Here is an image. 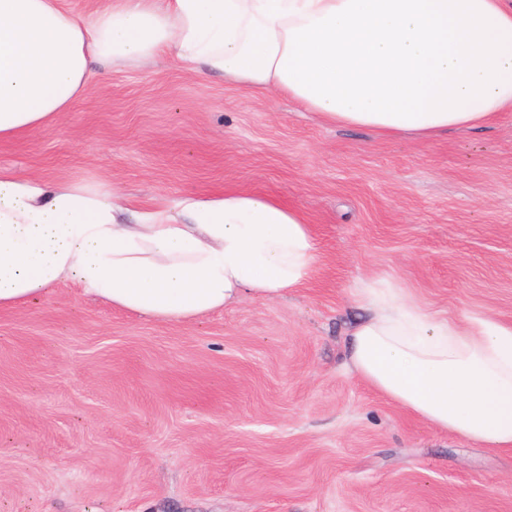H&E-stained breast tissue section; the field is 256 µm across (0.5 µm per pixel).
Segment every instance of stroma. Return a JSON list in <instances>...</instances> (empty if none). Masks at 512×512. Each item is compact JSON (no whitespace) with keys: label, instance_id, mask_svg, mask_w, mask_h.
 Returning a JSON list of instances; mask_svg holds the SVG:
<instances>
[{"label":"stroma","instance_id":"stroma-1","mask_svg":"<svg viewBox=\"0 0 512 512\" xmlns=\"http://www.w3.org/2000/svg\"><path fill=\"white\" fill-rule=\"evenodd\" d=\"M0 167L106 183L126 224L249 192L319 245L294 294L186 321L71 281L1 308L0 512H512V450L414 419L347 367L370 278L512 322L511 111L386 137L165 57L98 66L59 122L0 141Z\"/></svg>","mask_w":512,"mask_h":512}]
</instances>
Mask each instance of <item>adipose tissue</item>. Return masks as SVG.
Returning <instances> with one entry per match:
<instances>
[{"label": "adipose tissue", "instance_id": "obj_1", "mask_svg": "<svg viewBox=\"0 0 512 512\" xmlns=\"http://www.w3.org/2000/svg\"><path fill=\"white\" fill-rule=\"evenodd\" d=\"M177 59L287 95L331 125L429 139L512 110V0H0V140L58 120L94 63ZM104 185L0 168V308L57 281L147 319L195 318L251 296L283 299L312 277L302 214L259 196L191 197L118 219ZM368 315L351 369L435 429L512 449V322L458 321L386 280L362 285Z\"/></svg>", "mask_w": 512, "mask_h": 512}]
</instances>
